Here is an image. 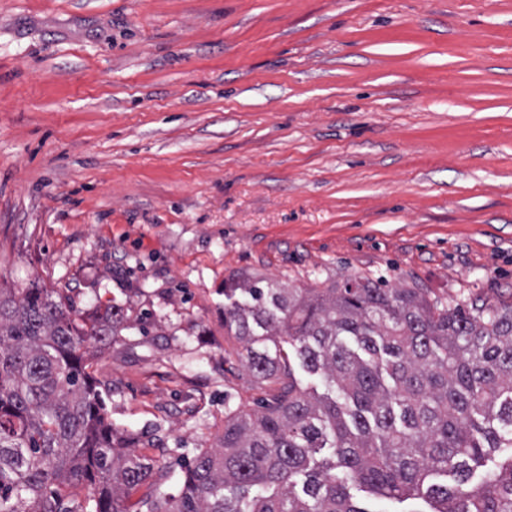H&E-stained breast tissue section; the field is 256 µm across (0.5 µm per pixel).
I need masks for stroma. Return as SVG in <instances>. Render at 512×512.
I'll use <instances>...</instances> for the list:
<instances>
[{
	"instance_id": "stroma-1",
	"label": "stroma",
	"mask_w": 512,
	"mask_h": 512,
	"mask_svg": "<svg viewBox=\"0 0 512 512\" xmlns=\"http://www.w3.org/2000/svg\"><path fill=\"white\" fill-rule=\"evenodd\" d=\"M364 276L512 304V0H0V279L124 310L160 493L273 394L226 282Z\"/></svg>"
}]
</instances>
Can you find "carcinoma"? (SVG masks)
<instances>
[{
	"mask_svg": "<svg viewBox=\"0 0 512 512\" xmlns=\"http://www.w3.org/2000/svg\"><path fill=\"white\" fill-rule=\"evenodd\" d=\"M224 329L277 393L224 421L219 444L156 493L154 461L117 437L91 361L125 320L34 281L0 287V512H368L350 485L431 512H512V306L428 302L369 277L337 288L247 281ZM298 343L303 390L264 342ZM141 492L136 501L131 496Z\"/></svg>",
	"mask_w": 512,
	"mask_h": 512,
	"instance_id": "obj_1",
	"label": "carcinoma"
}]
</instances>
